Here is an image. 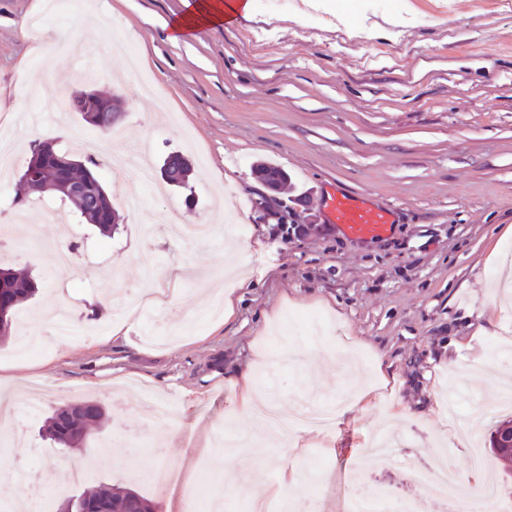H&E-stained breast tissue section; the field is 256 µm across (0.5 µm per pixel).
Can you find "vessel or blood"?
Returning <instances> with one entry per match:
<instances>
[{"mask_svg": "<svg viewBox=\"0 0 512 512\" xmlns=\"http://www.w3.org/2000/svg\"><path fill=\"white\" fill-rule=\"evenodd\" d=\"M330 213L336 224L347 234L357 238H373L385 235L397 220L396 208L374 205L366 198L336 193L330 200Z\"/></svg>", "mask_w": 512, "mask_h": 512, "instance_id": "vessel-or-blood-1", "label": "vessel or blood"}]
</instances>
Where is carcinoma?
Listing matches in <instances>:
<instances>
[{
    "mask_svg": "<svg viewBox=\"0 0 512 512\" xmlns=\"http://www.w3.org/2000/svg\"><path fill=\"white\" fill-rule=\"evenodd\" d=\"M55 143L45 138L34 143L26 170L22 174L27 194L15 199V204L33 205L43 201V193L36 190L42 183L64 185L69 181L82 183L85 196L76 202L61 191H56L60 202L74 207L101 234L112 235L116 225L112 224V197L93 171L98 166L95 158L88 156L81 161L72 153L53 149L43 153L44 145ZM41 287V282L30 276H19L12 269L0 267V308L5 318L0 321V337L10 335L16 308L32 298ZM106 420L103 405L94 400L74 399L56 408L47 418L45 433L57 449L81 448L87 438L99 429ZM155 512L152 501L136 491L111 483H102L90 492L73 496L61 505L59 512Z\"/></svg>",
    "mask_w": 512,
    "mask_h": 512,
    "instance_id": "cac0c4a2",
    "label": "carcinoma"
}]
</instances>
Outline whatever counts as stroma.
<instances>
[{"label":"stroma","instance_id":"1","mask_svg":"<svg viewBox=\"0 0 512 512\" xmlns=\"http://www.w3.org/2000/svg\"><path fill=\"white\" fill-rule=\"evenodd\" d=\"M197 0H0V126L14 127L16 170L0 214L13 235L0 265L45 276L0 341V381L14 401L39 379L47 395L13 425L24 447L0 446V469L53 475L48 508L113 482L150 498L157 512H199L193 490L224 488L223 512H247L253 485L279 488L293 512H341L358 486L380 490L388 512H431L430 491L408 470L446 459L466 484L481 477L469 446L455 440L479 421V447L501 417L497 378L512 380V0H254L232 23L201 24L172 36L174 19ZM120 27L132 57L74 52L67 39L96 43ZM85 86L117 99L126 142L148 143L154 183L178 151L192 165V189L165 187L132 212L128 172L100 162L95 172L122 221L101 237L55 197L20 207L30 144L97 129L70 111ZM274 161L294 184L267 194L254 174ZM345 189L398 207L388 235L355 238L330 224L326 201ZM312 193L311 205L299 198ZM175 207L186 223L214 228L209 242L155 233L153 278L137 259L141 225ZM310 224L282 239L279 224ZM73 245L76 263L57 269L52 253ZM250 287L234 288L236 273ZM152 287L141 313L119 314L123 294ZM233 291L232 315L212 311ZM89 327L74 339L43 338L57 310ZM287 329L288 348L325 342L312 373L271 353ZM265 354L260 397L284 409L311 407L345 390L368 395L345 405L330 434L299 433L269 443L263 427L235 408L230 380ZM135 381L175 400L177 415L151 431ZM80 397L100 401L108 420L72 454L47 455L53 410ZM391 426L390 458L370 451ZM180 483L159 488L147 472Z\"/></svg>","mask_w":512,"mask_h":512}]
</instances>
